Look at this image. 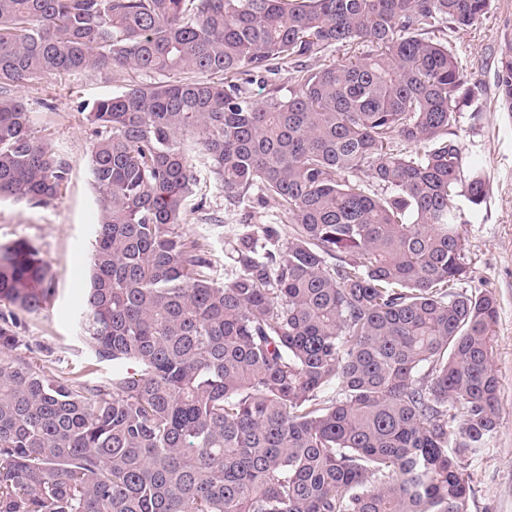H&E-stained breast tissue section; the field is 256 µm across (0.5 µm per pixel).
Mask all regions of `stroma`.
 Segmentation results:
<instances>
[{"label": "stroma", "mask_w": 512, "mask_h": 512, "mask_svg": "<svg viewBox=\"0 0 512 512\" xmlns=\"http://www.w3.org/2000/svg\"><path fill=\"white\" fill-rule=\"evenodd\" d=\"M508 38L512 39V0H492L488 12L457 39L470 78L481 84L483 94L477 107H461L455 132L469 163L483 169L489 185L485 204L471 223L461 227L469 270L463 287L492 291L499 303L495 365L501 384V424L487 447L463 463L474 487L469 512H512V113L494 109L493 62ZM154 80L151 73L104 68L66 80L49 77L20 89V97L38 111L40 128L71 169L65 192L49 205L0 200V242L25 239L38 247L55 288L45 309L22 315V343L0 350V364L29 361L46 373L64 370L92 383L111 377V365L93 364L77 323L96 222L87 170L94 128L82 110L129 83ZM184 149L200 182L185 202L183 222L189 233L203 237L217 267L226 263L224 236L240 231L252 212H261L265 223L287 234V219L273 198L256 188L244 202H229L208 178L202 149L193 136H185Z\"/></svg>", "instance_id": "stroma-1"}]
</instances>
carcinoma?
Instances as JSON below:
<instances>
[{"label":"carcinoma","instance_id":"cac0c4a2","mask_svg":"<svg viewBox=\"0 0 512 512\" xmlns=\"http://www.w3.org/2000/svg\"><path fill=\"white\" fill-rule=\"evenodd\" d=\"M489 3L0 0L1 197L46 206L70 170L18 87L161 77L85 113L78 328L112 378L0 365V512H469L461 464L500 425L499 304L457 289L488 190L452 131L481 92L444 34ZM328 50L286 98L238 83ZM494 75L512 113L511 41ZM186 133L224 197L258 185L288 215L285 244L272 224L224 239L226 279L182 224ZM52 292L34 244H0V350Z\"/></svg>","mask_w":512,"mask_h":512}]
</instances>
